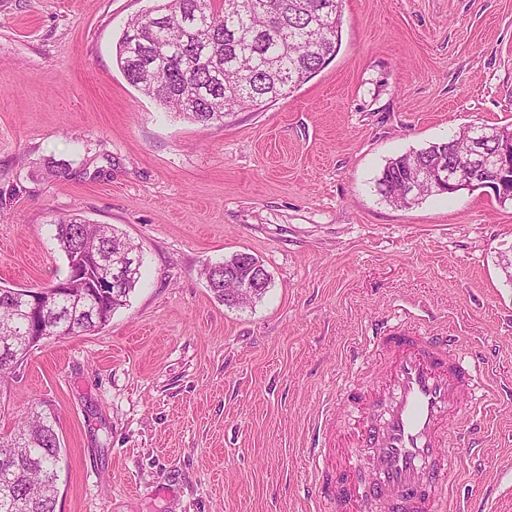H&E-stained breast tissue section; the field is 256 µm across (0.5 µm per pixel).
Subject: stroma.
<instances>
[{"mask_svg": "<svg viewBox=\"0 0 512 512\" xmlns=\"http://www.w3.org/2000/svg\"><path fill=\"white\" fill-rule=\"evenodd\" d=\"M155 0H0V286L67 274L49 231L123 230L143 277L101 328L42 340L0 383V432L31 410L64 445L56 512H313L302 453L345 349L405 316L460 337L483 379L456 481L512 512V203L491 191L399 207L390 159L512 125V0H343L331 62L286 98L202 127L115 64ZM272 277L229 307L206 265Z\"/></svg>", "mask_w": 512, "mask_h": 512, "instance_id": "obj_1", "label": "stroma"}]
</instances>
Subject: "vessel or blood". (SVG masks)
<instances>
[{"instance_id": "vessel-or-blood-1", "label": "vessel or blood", "mask_w": 512, "mask_h": 512, "mask_svg": "<svg viewBox=\"0 0 512 512\" xmlns=\"http://www.w3.org/2000/svg\"><path fill=\"white\" fill-rule=\"evenodd\" d=\"M371 371L357 372L337 397L347 426L328 422L324 459L312 461L318 506L365 512H460L450 493L454 460L447 432L472 400L477 381L458 337L409 324L376 328Z\"/></svg>"}]
</instances>
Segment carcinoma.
I'll return each mask as SVG.
<instances>
[{"label": "carcinoma", "instance_id": "1", "mask_svg": "<svg viewBox=\"0 0 512 512\" xmlns=\"http://www.w3.org/2000/svg\"><path fill=\"white\" fill-rule=\"evenodd\" d=\"M342 0H162L130 19L116 46L115 61L126 80L168 112L203 127L224 124L243 109H260L286 97L336 55ZM468 129L442 142L390 160L377 179L378 192L399 206L440 190L420 185L412 196L404 181L418 171L448 160L469 175L464 188H484L475 174L476 156H466ZM512 149V128H497V138L478 146L492 153ZM50 230L67 262L90 263L138 246L112 224H95L79 214L51 221ZM137 264L119 294L92 302L79 283L56 294L44 287L43 303L25 317L15 289L0 288V382L42 340L75 334L109 320L127 304L138 284ZM250 263L235 254L204 269L211 292L225 305L256 300L266 289L244 299L236 289L250 284ZM61 439L50 417L30 412L17 428L0 435V512H55Z\"/></svg>", "mask_w": 512, "mask_h": 512}]
</instances>
